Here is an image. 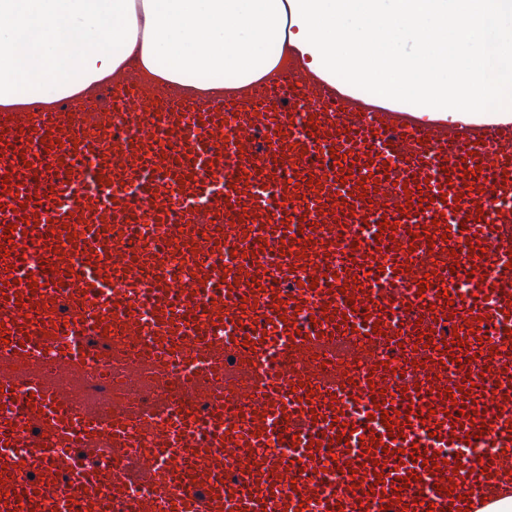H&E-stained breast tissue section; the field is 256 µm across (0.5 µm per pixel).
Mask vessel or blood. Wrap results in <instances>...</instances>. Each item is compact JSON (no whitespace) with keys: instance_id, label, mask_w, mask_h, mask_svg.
Masks as SVG:
<instances>
[{"instance_id":"b4317fda","label":"vessel or blood","mask_w":512,"mask_h":512,"mask_svg":"<svg viewBox=\"0 0 512 512\" xmlns=\"http://www.w3.org/2000/svg\"><path fill=\"white\" fill-rule=\"evenodd\" d=\"M96 122L0 112V512L512 495V122L420 121L294 71L219 107L129 85Z\"/></svg>"}]
</instances>
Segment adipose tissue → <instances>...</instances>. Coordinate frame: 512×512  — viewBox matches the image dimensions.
I'll list each match as a JSON object with an SVG mask.
<instances>
[{"mask_svg":"<svg viewBox=\"0 0 512 512\" xmlns=\"http://www.w3.org/2000/svg\"><path fill=\"white\" fill-rule=\"evenodd\" d=\"M400 109L512 119V0H0V111L136 79L211 104L282 70Z\"/></svg>","mask_w":512,"mask_h":512,"instance_id":"obj_1","label":"adipose tissue"}]
</instances>
